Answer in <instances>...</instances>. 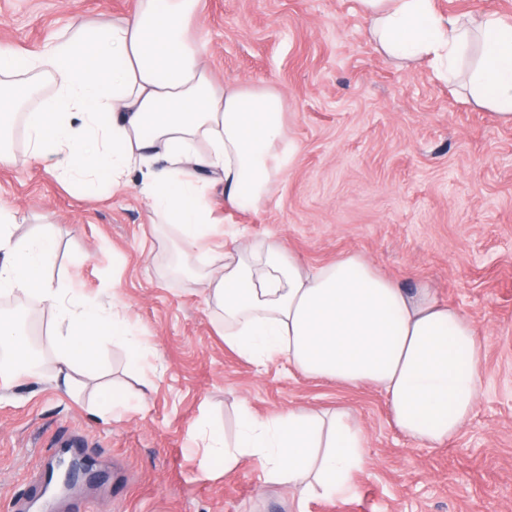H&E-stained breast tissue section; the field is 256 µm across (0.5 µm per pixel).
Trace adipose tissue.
<instances>
[{
  "label": "adipose tissue",
  "mask_w": 512,
  "mask_h": 512,
  "mask_svg": "<svg viewBox=\"0 0 512 512\" xmlns=\"http://www.w3.org/2000/svg\"><path fill=\"white\" fill-rule=\"evenodd\" d=\"M201 0H137L130 16L74 20L34 54L0 47V132L23 119L30 157L48 173L90 187H119L139 173V191L183 248L208 257L205 300L224 312V344L264 364L287 359L305 376L344 387L369 385L386 398L395 425L428 444L454 438L478 399L483 342L475 325L427 287L408 289L364 257L345 254L318 267L285 253L281 242L235 251L206 249L218 222L210 203L224 191L230 210H256L270 183L288 168L279 93L218 83L191 32ZM368 33L389 58L426 60L438 76L456 70L473 42L470 76L477 99L512 122V20L437 11L435 0H359ZM49 78L44 111L18 117L17 106ZM14 215L0 206V294L39 298L56 310L53 364L70 382L92 370L99 336L131 341L115 301L76 302L43 273L55 247L52 225L22 242ZM28 341L0 318V388L18 376L41 378ZM233 444L218 431L200 434L205 457L221 454L225 470L258 469L267 484L301 497L351 491L371 462L368 441L344 408L288 409L265 419L242 413Z\"/></svg>",
  "instance_id": "adipose-tissue-1"
}]
</instances>
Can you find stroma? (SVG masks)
I'll return each mask as SVG.
<instances>
[{
  "instance_id": "obj_1",
  "label": "stroma",
  "mask_w": 512,
  "mask_h": 512,
  "mask_svg": "<svg viewBox=\"0 0 512 512\" xmlns=\"http://www.w3.org/2000/svg\"><path fill=\"white\" fill-rule=\"evenodd\" d=\"M136 0H0V45L36 53L72 19L109 21ZM357 0H201L193 31L228 85L278 91L292 162L255 211H230L227 247L279 239L307 265L357 253L403 287L427 284L469 317L485 343L468 424L426 447L395 426L384 396L304 377L286 359L256 366L224 345L220 311L195 278L205 261L154 223L137 183L99 195L45 173L16 123L0 204L15 235L55 229L45 275L86 301L117 296L143 362L111 336L98 368L0 391V512L28 498L41 451L81 439L93 480L47 491L53 512H512V125L470 94V65L448 79L386 58ZM275 417L343 406L372 461L352 493L301 499L255 469L201 471L197 429L233 442L240 406Z\"/></svg>"
}]
</instances>
